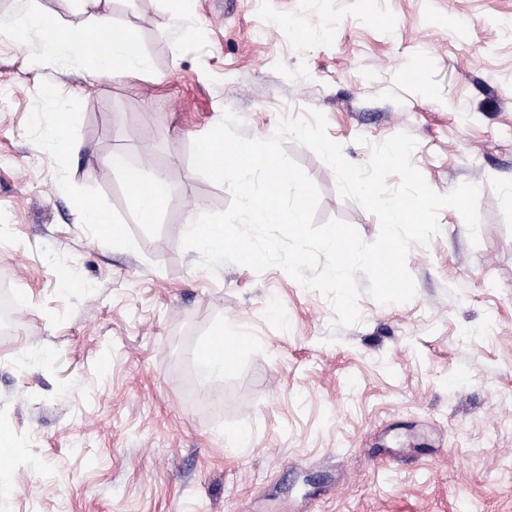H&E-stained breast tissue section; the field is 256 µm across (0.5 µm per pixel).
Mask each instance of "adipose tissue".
Segmentation results:
<instances>
[{"mask_svg":"<svg viewBox=\"0 0 512 512\" xmlns=\"http://www.w3.org/2000/svg\"><path fill=\"white\" fill-rule=\"evenodd\" d=\"M89 14V27L66 30L52 22L22 16L13 24L19 35L38 31L42 54L57 61L73 62L91 77L101 78L119 73L136 77L149 72L150 60L138 41L128 30L112 25L110 17L100 13L101 0H81ZM119 170L126 184L131 185V208L139 222L152 223L170 203L171 195L166 179L157 170H145L122 161L113 154L107 159Z\"/></svg>","mask_w":512,"mask_h":512,"instance_id":"ef3b65f1","label":"adipose tissue"}]
</instances>
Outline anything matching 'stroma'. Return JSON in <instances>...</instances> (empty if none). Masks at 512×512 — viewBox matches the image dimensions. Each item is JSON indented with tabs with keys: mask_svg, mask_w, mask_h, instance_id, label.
<instances>
[{
	"mask_svg": "<svg viewBox=\"0 0 512 512\" xmlns=\"http://www.w3.org/2000/svg\"><path fill=\"white\" fill-rule=\"evenodd\" d=\"M100 9L150 73L94 79L0 29V512H512V0H185L180 24L167 0ZM30 11L89 24L78 0H0V20ZM311 110L351 163L404 132L435 192L479 189L478 243L442 209L407 257L414 299L362 296L353 326L280 268L212 274L181 246L194 212L231 201L195 174L193 141L227 111L266 139ZM59 112L75 153L44 144ZM284 149L317 223L378 237L313 150ZM117 150L165 172L155 223L103 164ZM87 195L126 245L80 223ZM220 330L247 341L208 385L215 410L194 356Z\"/></svg>",
	"mask_w": 512,
	"mask_h": 512,
	"instance_id": "1",
	"label": "stroma"
}]
</instances>
